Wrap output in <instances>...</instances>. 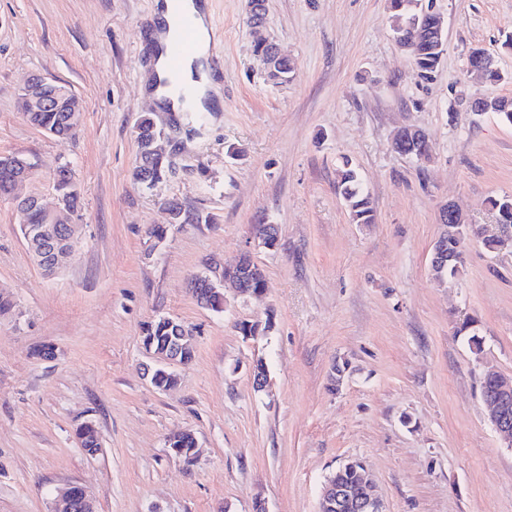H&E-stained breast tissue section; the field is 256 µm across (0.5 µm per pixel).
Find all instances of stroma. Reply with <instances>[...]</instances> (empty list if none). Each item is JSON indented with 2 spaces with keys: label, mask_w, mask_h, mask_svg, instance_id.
<instances>
[{
  "label": "stroma",
  "mask_w": 512,
  "mask_h": 512,
  "mask_svg": "<svg viewBox=\"0 0 512 512\" xmlns=\"http://www.w3.org/2000/svg\"><path fill=\"white\" fill-rule=\"evenodd\" d=\"M223 104L199 132L141 93L154 0H0V157L34 164L27 192L54 207L58 167L81 194L83 231L55 274L32 260L21 214L0 199V512H50L58 487L83 485L97 512H319L325 479L364 463L386 512H512V449L480 398L486 371L512 375V244L467 236L460 275L431 267L455 204L497 232L491 199L512 196V125L473 98H512V0H423L445 18L446 51L422 78L393 38L388 0H205ZM293 59L267 77L257 39ZM504 81L471 75L472 48ZM69 82L83 102L72 138L32 126L18 106L29 73ZM152 114L169 165L133 182L136 126ZM424 130L418 163L391 147ZM350 161L375 204L353 223L336 191ZM190 221L174 224L169 203ZM258 224L279 227L259 247ZM167 227L163 241L149 238ZM250 250L266 291L197 304L189 281ZM191 332L195 357L162 392L144 374L143 325ZM473 320V353L459 328ZM248 322L261 334L244 338ZM53 346L55 356L35 351ZM268 366L256 390L251 367ZM346 370L339 386L330 375ZM94 421L89 455L75 428ZM192 431L194 462L167 446ZM426 134L424 131H422L419 128L413 127V126H403L400 127L393 136V144L398 140H407L412 138H418V137H424ZM428 147L426 143V139H420L418 141L414 140H407L404 142H401L393 147V149L399 153L400 155L409 156V155H418V159L420 162H427L432 157L431 154V146L429 144L428 147V153L430 154L429 158L427 159L426 154L419 155L420 151L422 149H426Z\"/></svg>",
  "instance_id": "35a3bbf8"
}]
</instances>
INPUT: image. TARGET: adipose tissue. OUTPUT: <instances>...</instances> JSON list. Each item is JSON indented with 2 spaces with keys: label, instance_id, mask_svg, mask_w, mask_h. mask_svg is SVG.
<instances>
[{
  "label": "adipose tissue",
  "instance_id": "ef3b65f1",
  "mask_svg": "<svg viewBox=\"0 0 512 512\" xmlns=\"http://www.w3.org/2000/svg\"><path fill=\"white\" fill-rule=\"evenodd\" d=\"M189 14L197 22L199 47L185 62L182 77L185 81L194 82L199 100L214 102L222 97V86L215 80L208 65L207 56L210 44V30L206 7L200 0H180L172 4L171 0H157L154 12V27L150 34L152 40V70L143 81V91L160 107L173 112L182 111L183 106L172 95L169 88L162 82L167 78L166 46L176 39L179 33L180 14Z\"/></svg>",
  "mask_w": 512,
  "mask_h": 512
}]
</instances>
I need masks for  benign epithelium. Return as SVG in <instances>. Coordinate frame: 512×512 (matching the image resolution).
I'll return each mask as SVG.
<instances>
[{
	"instance_id": "obj_1",
	"label": "benign epithelium",
	"mask_w": 512,
	"mask_h": 512,
	"mask_svg": "<svg viewBox=\"0 0 512 512\" xmlns=\"http://www.w3.org/2000/svg\"><path fill=\"white\" fill-rule=\"evenodd\" d=\"M21 92L30 112H45L53 105L68 103V121L73 128L80 126L82 105L80 99L61 86L51 85L50 80L41 73L27 76ZM8 175V191L5 196L13 200L17 208L28 214L39 211L43 226L35 230L26 225L22 229L26 233L29 251L38 265L48 274L55 272L59 258L75 251L79 242V225L72 223L70 209L63 197L53 209L45 208L40 199L33 195L20 197L16 195L17 187L27 178L30 163L22 156H13L0 165ZM229 264L238 268L237 278L232 280L237 292L252 295L250 285L256 278L264 276L261 266L255 263L251 253L243 251ZM484 379L495 384L493 392L481 395L487 410L488 421L503 444L512 448V376L488 371ZM363 495L354 497L345 489L329 482L324 483L321 499L336 505V512H382L381 500L376 487L369 479L362 486ZM53 512H96L94 504L83 492L76 493L73 487L56 500Z\"/></svg>"
}]
</instances>
